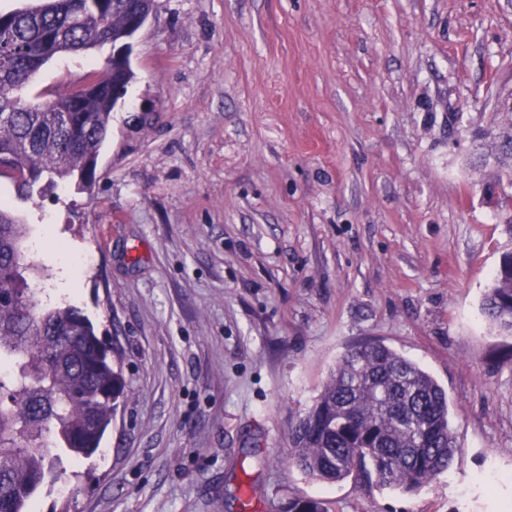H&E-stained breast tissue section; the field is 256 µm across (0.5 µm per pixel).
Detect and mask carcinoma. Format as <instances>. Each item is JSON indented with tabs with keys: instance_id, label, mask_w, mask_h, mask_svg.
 Instances as JSON below:
<instances>
[{
	"instance_id": "1",
	"label": "carcinoma",
	"mask_w": 512,
	"mask_h": 512,
	"mask_svg": "<svg viewBox=\"0 0 512 512\" xmlns=\"http://www.w3.org/2000/svg\"><path fill=\"white\" fill-rule=\"evenodd\" d=\"M152 0H37L0 21V172L19 168L18 196L60 184L91 191L112 111L134 79L112 53L105 70L48 100L15 95L54 58L125 43ZM512 179V126L497 133ZM29 226L0 202V512H31L46 484L68 477L63 458L97 452L127 396L121 365L72 304H53L47 274L26 261ZM481 314L512 336V251L501 255ZM457 444L445 391L417 363L377 342L348 349L289 430L287 464L325 483L353 475L415 492L449 470ZM288 512H325L317 499Z\"/></svg>"
}]
</instances>
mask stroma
I'll use <instances>...</instances> for the list:
<instances>
[{
    "mask_svg": "<svg viewBox=\"0 0 512 512\" xmlns=\"http://www.w3.org/2000/svg\"><path fill=\"white\" fill-rule=\"evenodd\" d=\"M106 53L32 78L51 97ZM92 193L0 200L52 302L118 351L128 398L37 512H512V337L482 295L512 207V0H156ZM69 261L66 278L44 245ZM375 341L446 390L459 446L415 493L286 467L292 419ZM496 469L488 486L479 477Z\"/></svg>",
    "mask_w": 512,
    "mask_h": 512,
    "instance_id": "obj_1",
    "label": "stroma"
}]
</instances>
